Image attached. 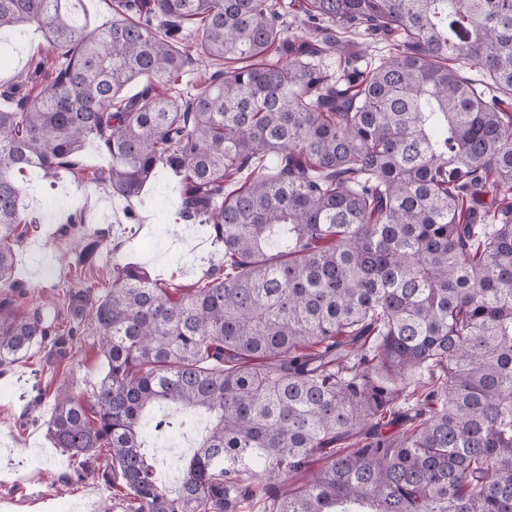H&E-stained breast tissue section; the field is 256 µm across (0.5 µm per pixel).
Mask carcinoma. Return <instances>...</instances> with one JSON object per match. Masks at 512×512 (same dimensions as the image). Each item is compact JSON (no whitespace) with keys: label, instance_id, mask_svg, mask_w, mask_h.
Here are the masks:
<instances>
[{"label":"carcinoma","instance_id":"cac0c4a2","mask_svg":"<svg viewBox=\"0 0 512 512\" xmlns=\"http://www.w3.org/2000/svg\"><path fill=\"white\" fill-rule=\"evenodd\" d=\"M82 2L0 0V30L36 24L62 59L35 98L0 92V284L29 231L14 174L90 140L127 201L183 174L179 215L223 259L190 287L115 263L103 299L68 292L62 335L0 301L1 366L96 326L107 372L56 391L54 447L106 453L122 512H512V0H118L103 30ZM187 23L220 66L190 92ZM157 411L208 422L173 475Z\"/></svg>","mask_w":512,"mask_h":512}]
</instances>
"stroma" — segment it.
Listing matches in <instances>:
<instances>
[{"mask_svg":"<svg viewBox=\"0 0 512 512\" xmlns=\"http://www.w3.org/2000/svg\"><path fill=\"white\" fill-rule=\"evenodd\" d=\"M55 68V54L36 25L0 33V86L22 74L34 95ZM107 163L102 146L90 141L57 178L38 170L16 176L19 204L37 227L16 248L13 287L0 288V299L11 298L17 313L41 310L63 331L72 322L69 290L88 287L93 297L103 296L114 261L137 263L152 277L185 286L216 262L209 234L178 215V177L160 170L128 202L92 182V173ZM80 219L101 239L95 264L84 267L75 264L80 233L71 227ZM105 372L89 321L80 325L65 358L50 356L44 345L0 367V512H99L110 500L114 491L105 479V459L81 469L54 448L47 432L55 391L68 386L90 394Z\"/></svg>","mask_w":512,"mask_h":512,"instance_id":"1","label":"stroma"}]
</instances>
